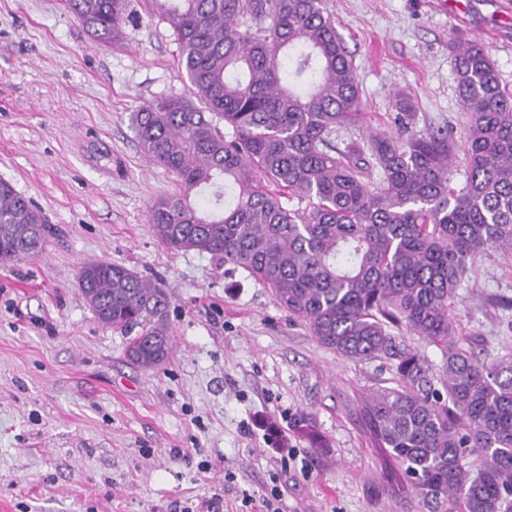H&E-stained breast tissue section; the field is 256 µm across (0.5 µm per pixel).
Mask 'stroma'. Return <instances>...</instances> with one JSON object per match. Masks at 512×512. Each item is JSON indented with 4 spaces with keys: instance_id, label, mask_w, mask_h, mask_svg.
Returning <instances> with one entry per match:
<instances>
[{
    "instance_id": "obj_1",
    "label": "stroma",
    "mask_w": 512,
    "mask_h": 512,
    "mask_svg": "<svg viewBox=\"0 0 512 512\" xmlns=\"http://www.w3.org/2000/svg\"><path fill=\"white\" fill-rule=\"evenodd\" d=\"M505 2L326 0L369 125L391 129L401 93L417 128L464 142L450 42H483L512 91ZM131 9L123 39L102 44L64 0H0V178L49 226L42 253L0 263V512H183L204 499L261 512L275 481L283 512H419L413 493L390 494L399 470L351 416L354 393L396 385L391 363L336 354L245 270L156 238L148 208L178 185L129 115L190 84L152 0ZM90 261L163 285L164 364L127 363L132 331L104 327L79 288ZM453 317L476 354L512 348V259L478 260Z\"/></svg>"
}]
</instances>
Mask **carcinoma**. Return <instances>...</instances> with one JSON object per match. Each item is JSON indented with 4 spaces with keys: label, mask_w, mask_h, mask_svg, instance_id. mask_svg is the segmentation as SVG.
<instances>
[{
    "label": "carcinoma",
    "mask_w": 512,
    "mask_h": 512,
    "mask_svg": "<svg viewBox=\"0 0 512 512\" xmlns=\"http://www.w3.org/2000/svg\"><path fill=\"white\" fill-rule=\"evenodd\" d=\"M101 43L120 40L130 0H67ZM174 30L199 101L168 98L130 113L138 144L177 177L149 209L168 248L224 258L269 288L324 347L395 361L398 384L361 393L353 415L395 460L428 512H512V350L486 362L466 348L452 307L481 257H512V93L485 47L452 44L468 114L461 186L446 130L414 128L396 100L397 131L365 128L359 80L324 0H153ZM248 19L257 29L240 26ZM224 120L223 132L214 118ZM375 166L379 179L363 173ZM307 201L302 210L284 198ZM42 213L0 179V262L41 251ZM81 291L107 328L138 326L125 350L141 368L171 350L162 284L110 262L84 264ZM407 331L441 352L434 388ZM478 457L474 470L470 459Z\"/></svg>",
    "instance_id": "1"
}]
</instances>
